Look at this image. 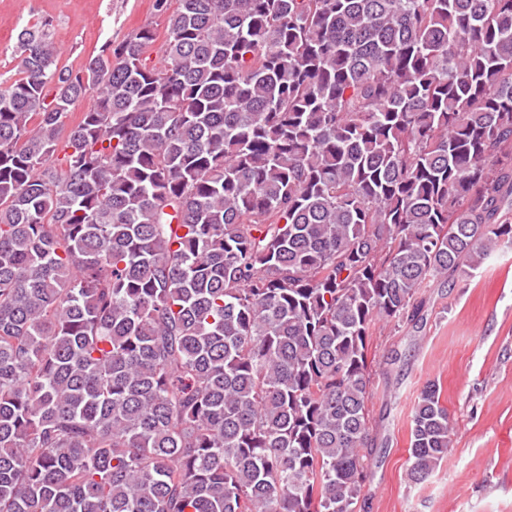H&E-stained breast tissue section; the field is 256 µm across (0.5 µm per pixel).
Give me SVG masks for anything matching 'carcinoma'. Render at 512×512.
<instances>
[{"label":"carcinoma","instance_id":"cac0c4a2","mask_svg":"<svg viewBox=\"0 0 512 512\" xmlns=\"http://www.w3.org/2000/svg\"><path fill=\"white\" fill-rule=\"evenodd\" d=\"M177 2L153 65L17 34L0 512H356L371 326L512 244V0Z\"/></svg>","mask_w":512,"mask_h":512}]
</instances>
